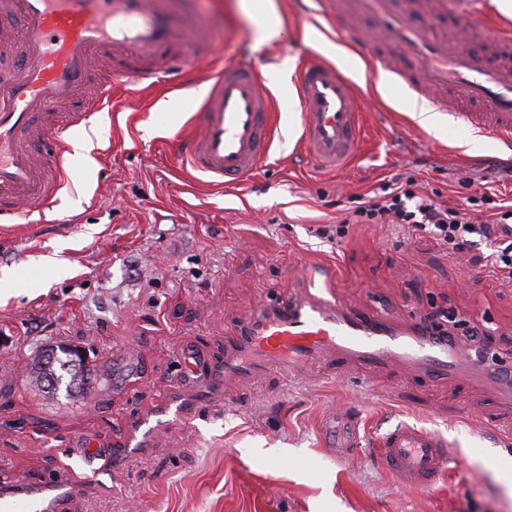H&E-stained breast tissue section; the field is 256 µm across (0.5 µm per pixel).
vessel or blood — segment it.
Wrapping results in <instances>:
<instances>
[{"label": "vessel or blood", "mask_w": 512, "mask_h": 512, "mask_svg": "<svg viewBox=\"0 0 512 512\" xmlns=\"http://www.w3.org/2000/svg\"><path fill=\"white\" fill-rule=\"evenodd\" d=\"M458 0H320L318 17L332 18L337 7L351 17L370 18L376 39L362 54L373 75L393 74L419 101L433 109L448 108L478 135L512 145V66L491 63L479 50L491 22L480 8L471 9L461 39L448 41L421 25L419 16L437 21ZM1 12H19L29 51L0 78V223L12 224L42 212L66 175L64 155L72 130L100 111L112 92L103 82L98 98L86 101L63 124L37 125L48 103L79 98L91 78L95 55L111 50L127 59L126 75L151 84L178 78L170 56L186 42L195 21L178 12L170 0H0ZM396 42L414 65L397 69L379 53ZM265 79L249 65L228 62L210 86L203 120L191 136L173 133L178 156L191 169L217 184L245 181L267 157L274 138V113L264 92ZM303 145L315 165L338 171L361 151L365 129L362 101L355 83L340 68L311 56L297 68ZM41 136L51 151L35 155L25 145ZM332 267H306L303 286L292 297L258 305L251 319L238 323L224 339V363L240 378H253L261 368L286 365L303 370L325 353L344 366L372 369L390 365L424 382L461 377L493 391L512 406V375L482 365L481 354L460 341L448 340L431 324L415 317L395 321L372 310L355 311L335 295ZM199 416L195 400L174 397L160 416L131 425L126 447L115 449L112 465L128 463L145 449L162 421L192 423ZM325 433L337 460L361 449L356 417L329 416ZM379 463L397 483L419 492L433 490L451 472L464 469L463 455L450 453L436 432L400 424L376 440ZM69 487L54 482L18 486L0 480V512H57Z\"/></svg>", "instance_id": "obj_1"}]
</instances>
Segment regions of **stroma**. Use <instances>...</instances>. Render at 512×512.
I'll list each match as a JSON object with an SVG mask.
<instances>
[{"mask_svg":"<svg viewBox=\"0 0 512 512\" xmlns=\"http://www.w3.org/2000/svg\"><path fill=\"white\" fill-rule=\"evenodd\" d=\"M176 3L196 14L207 59L197 58L195 42L176 48L184 75L175 89L126 82L111 57L96 60L90 85L111 79L112 98L91 163L72 143L68 178L43 213L0 229V474L20 485H72L60 512H512L497 469L512 452L486 434L491 423L512 427V411L489 390L405 382L389 368L343 369L328 358L304 375L273 368L228 379L221 412L162 425L144 459L83 478L73 454H111L170 385L192 395L182 380L191 361L218 368L230 328L261 301L293 293L305 265H334V290L350 308L396 319L443 311L472 321L485 345L512 359V287L482 267V246L451 255L389 224H353L337 240L317 233L397 175L477 211L486 192L512 200L503 172L512 148L489 137L484 152L468 155L456 142L470 131L455 118L439 138L411 122L407 90L390 77L368 82L353 59L334 55L335 31L304 21L298 0H275L286 34L267 43L263 9ZM310 51L365 93L362 154L334 173L302 154L297 95L277 81ZM231 61L262 72L278 132L242 185L213 187L182 164L168 137L197 128L198 74ZM58 343L87 352L84 396L51 393L30 374L33 358ZM344 410L358 412L366 432L363 452L340 463L320 424ZM403 421L441 433L467 469L431 494L398 486L370 447Z\"/></svg>","mask_w":512,"mask_h":512,"instance_id":"stroma-1","label":"stroma"}]
</instances>
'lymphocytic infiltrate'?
<instances>
[{
  "instance_id": "1",
  "label": "lymphocytic infiltrate",
  "mask_w": 512,
  "mask_h": 512,
  "mask_svg": "<svg viewBox=\"0 0 512 512\" xmlns=\"http://www.w3.org/2000/svg\"><path fill=\"white\" fill-rule=\"evenodd\" d=\"M353 224H396L425 233L448 253L456 254L474 240L487 243L485 265L502 283L512 285V205H494L473 219L469 209L439 203L417 181L393 180L388 192L344 210L322 234L342 238Z\"/></svg>"
}]
</instances>
